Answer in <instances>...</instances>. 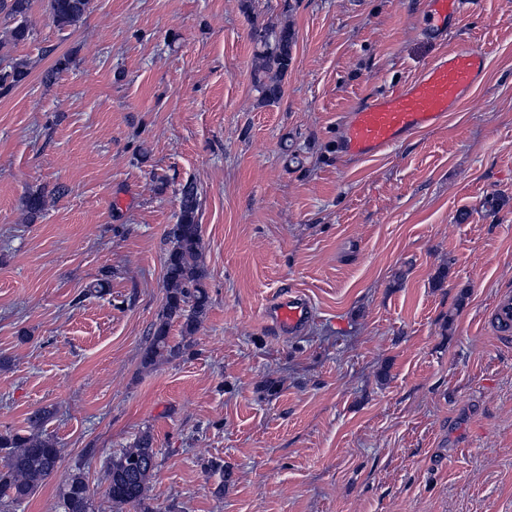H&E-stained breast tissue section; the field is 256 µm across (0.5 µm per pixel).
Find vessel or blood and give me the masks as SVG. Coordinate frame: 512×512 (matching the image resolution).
<instances>
[{"label":"vessel or blood","instance_id":"1","mask_svg":"<svg viewBox=\"0 0 512 512\" xmlns=\"http://www.w3.org/2000/svg\"><path fill=\"white\" fill-rule=\"evenodd\" d=\"M424 33L436 39L460 19L466 0H423ZM488 67L486 55L474 48L441 52L399 89L369 97L348 113L337 143L339 154L368 159L384 153L410 134L447 120L471 96ZM266 314L281 330L296 334L312 316L308 301L298 293L278 297ZM490 325L501 335L512 334V295H504L490 314Z\"/></svg>","mask_w":512,"mask_h":512}]
</instances>
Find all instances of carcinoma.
<instances>
[{"instance_id":"carcinoma-1","label":"carcinoma","mask_w":512,"mask_h":512,"mask_svg":"<svg viewBox=\"0 0 512 512\" xmlns=\"http://www.w3.org/2000/svg\"><path fill=\"white\" fill-rule=\"evenodd\" d=\"M91 0H46L52 22L60 27L76 25L90 9ZM31 0H0V14L13 21L9 30L13 43L30 36L27 15ZM254 89L264 105L279 102L283 96V79L293 60L296 36L291 26L266 22L254 25ZM28 75L23 62L0 70V87L9 89ZM47 205L41 190L27 194L25 206L30 216H38ZM200 194L193 182L179 188L177 224L168 232L169 247L164 260L165 302L150 329L144 364L179 356L181 345L171 343L174 323H181L182 333L191 335L202 324L210 307L207 274L202 264L201 224L198 223ZM50 411L40 408L27 418L23 433L0 432V498L19 502L29 498L39 483L53 475L60 461L56 442L44 434L43 426ZM156 465L154 440L150 432L142 433L133 446L112 457L107 471L108 499L114 506L136 504L143 512L149 480ZM64 512H94L89 486L79 469L70 472L61 487Z\"/></svg>"}]
</instances>
